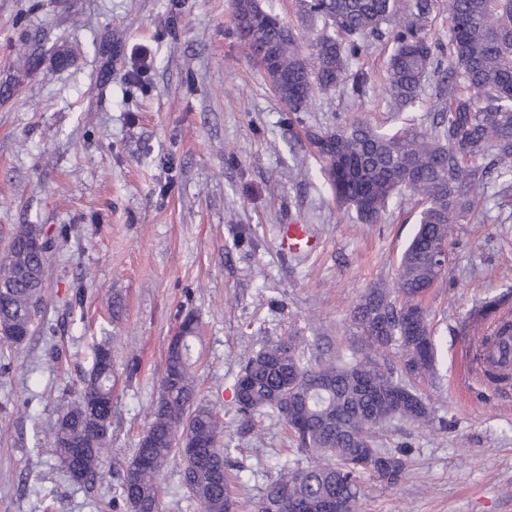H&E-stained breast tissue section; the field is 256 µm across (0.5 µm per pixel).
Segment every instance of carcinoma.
Returning a JSON list of instances; mask_svg holds the SVG:
<instances>
[{
	"instance_id": "1",
	"label": "carcinoma",
	"mask_w": 512,
	"mask_h": 512,
	"mask_svg": "<svg viewBox=\"0 0 512 512\" xmlns=\"http://www.w3.org/2000/svg\"><path fill=\"white\" fill-rule=\"evenodd\" d=\"M303 18L322 27L301 34L256 0H233L232 25L244 57L267 62L270 84L290 112H305L315 93L353 81L352 92L366 93L369 73L352 71L370 39L388 35L393 49L386 92L401 107L419 98L425 77L442 76V107L429 127L404 126L387 133L365 121L312 133L309 141L336 202L365 224H375L397 197L419 199L418 229L404 251L395 288H371L351 312L368 348L402 351L389 365L369 352L349 360L324 361L300 351L295 334L266 337L243 364L236 384L235 415L248 428L258 414L285 424L309 463L283 469L264 493L248 504L251 512H358L366 478L397 481L407 459L378 448L375 432L392 420L426 423L427 403L418 386L429 379L436 358L422 298L446 270L435 261L436 243L449 240L451 225L471 215L477 196L491 181L512 177V0H448L449 39L431 35L434 0H295ZM46 234L38 224L18 225L7 259L0 262V324L18 328L13 342L31 333L42 301L48 256L24 240ZM27 275H19L20 269ZM512 331L502 298L484 302L466 322L481 347ZM179 350L167 347L161 394L145 437L123 469L122 500L131 512H159L162 488L157 476L175 456L192 447L183 463V485L201 512H238L227 475L230 443H220L221 414L198 399L191 362L198 322H181ZM116 385L112 345L96 344L91 368L77 399L41 429L70 477L91 486L107 464L112 442V392ZM408 404L397 410L393 399ZM371 449L393 462L366 471L353 465Z\"/></svg>"
}]
</instances>
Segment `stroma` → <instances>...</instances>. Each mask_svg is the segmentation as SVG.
Wrapping results in <instances>:
<instances>
[{
    "mask_svg": "<svg viewBox=\"0 0 512 512\" xmlns=\"http://www.w3.org/2000/svg\"><path fill=\"white\" fill-rule=\"evenodd\" d=\"M232 11V0H0V257L21 224L44 225L53 242L34 333L0 345V512H128L122 467L190 312L198 396L223 408L232 440L231 493L256 500L308 460L281 422L243 430L241 365L262 337L291 332L322 358L350 356L365 346L353 308L396 282L419 202L394 201L376 224L350 219L307 135L358 119L429 126L438 78L397 110L382 37L361 59L364 97L340 87L291 112L241 55ZM290 222L310 225L314 251L279 249ZM500 296L512 303V185L496 181L454 225L448 272L423 298L438 344L421 386L432 420L377 429L380 448H407L409 468L395 483L366 480L360 512H512V385L469 374L459 334L475 304ZM104 336L118 375L111 462L89 491L39 426L74 400ZM159 482L160 512H200L179 462Z\"/></svg>",
    "mask_w": 512,
    "mask_h": 512,
    "instance_id": "stroma-1",
    "label": "stroma"
}]
</instances>
